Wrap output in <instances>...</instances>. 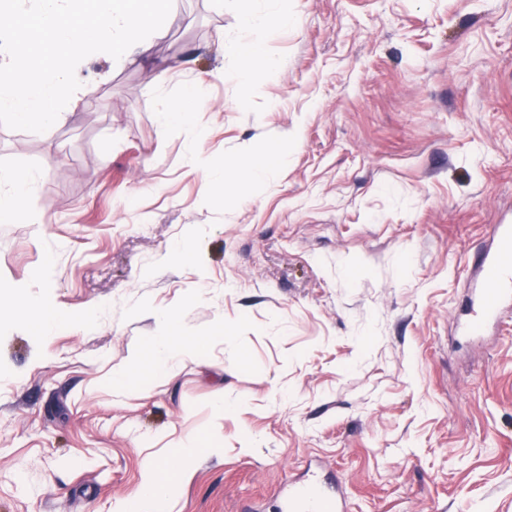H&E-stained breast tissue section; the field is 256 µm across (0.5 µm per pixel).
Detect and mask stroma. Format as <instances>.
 <instances>
[{"instance_id": "1", "label": "stroma", "mask_w": 512, "mask_h": 512, "mask_svg": "<svg viewBox=\"0 0 512 512\" xmlns=\"http://www.w3.org/2000/svg\"><path fill=\"white\" fill-rule=\"evenodd\" d=\"M295 12L272 81L234 76L235 0H178L150 61H86L52 134L0 125V171L39 173L38 223H0V294L71 320L44 336L0 307V512H112L147 454L211 431L222 453L163 512H280L312 460L349 512H512V318L458 329L469 258L512 218V0ZM195 82L192 126L159 135ZM281 146L262 181L204 191ZM166 312L209 362L114 389Z\"/></svg>"}]
</instances>
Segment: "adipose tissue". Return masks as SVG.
Returning a JSON list of instances; mask_svg holds the SVG:
<instances>
[{"mask_svg": "<svg viewBox=\"0 0 512 512\" xmlns=\"http://www.w3.org/2000/svg\"><path fill=\"white\" fill-rule=\"evenodd\" d=\"M240 6V27L244 33L232 47L238 60L237 77L241 83H249L259 78L274 77L278 60L267 56L262 49V37L285 28L294 15L287 6H280L271 15L259 13L254 0H238ZM36 179L34 172H1L0 183L9 185L8 193H0L1 224H31L35 218L27 208L31 187ZM165 330L162 335L153 337L149 347L152 353L150 371L154 376H167L175 363L191 361L202 363L208 359V349L199 340L183 336L179 319L173 314H164ZM209 446L211 453H219L215 435L208 437L183 436L172 442V451L166 458L146 455L141 471V482L137 494L126 501L118 502L113 512H159L162 502L171 498L172 483L165 478L166 470L179 473L188 472L202 446Z\"/></svg>", "mask_w": 512, "mask_h": 512, "instance_id": "ef3b65f1", "label": "adipose tissue"}]
</instances>
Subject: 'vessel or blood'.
Segmentation results:
<instances>
[{"mask_svg": "<svg viewBox=\"0 0 512 512\" xmlns=\"http://www.w3.org/2000/svg\"><path fill=\"white\" fill-rule=\"evenodd\" d=\"M489 243L471 263L479 273L466 328L475 331L512 312V224L490 225ZM281 512H345L340 493L327 490L319 476L289 485L281 495Z\"/></svg>", "mask_w": 512, "mask_h": 512, "instance_id": "vessel-or-blood-1", "label": "vessel or blood"}]
</instances>
